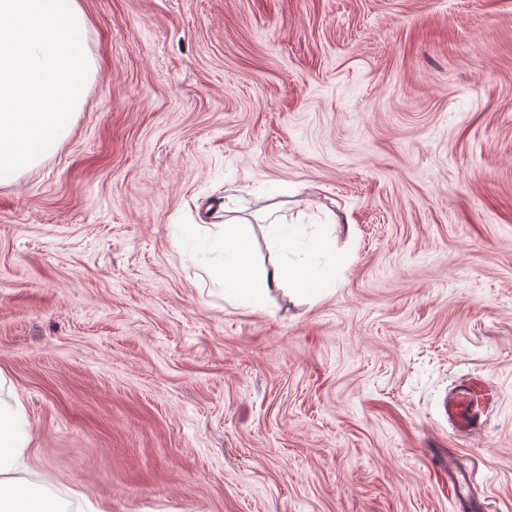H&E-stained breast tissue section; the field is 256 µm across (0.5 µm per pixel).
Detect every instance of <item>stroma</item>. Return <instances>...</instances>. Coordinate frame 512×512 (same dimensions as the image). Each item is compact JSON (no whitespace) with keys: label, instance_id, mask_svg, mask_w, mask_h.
I'll use <instances>...</instances> for the list:
<instances>
[{"label":"stroma","instance_id":"stroma-1","mask_svg":"<svg viewBox=\"0 0 512 512\" xmlns=\"http://www.w3.org/2000/svg\"><path fill=\"white\" fill-rule=\"evenodd\" d=\"M96 76L0 185L20 475L99 512H512V0H79ZM336 220L349 264L253 307L178 227ZM472 383L485 422L444 410ZM438 468L443 480L456 497L459 510L461 512H479L482 501L472 491L475 484L473 472L450 450Z\"/></svg>","mask_w":512,"mask_h":512}]
</instances>
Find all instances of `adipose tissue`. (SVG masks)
Segmentation results:
<instances>
[{"label": "adipose tissue", "mask_w": 512, "mask_h": 512, "mask_svg": "<svg viewBox=\"0 0 512 512\" xmlns=\"http://www.w3.org/2000/svg\"><path fill=\"white\" fill-rule=\"evenodd\" d=\"M273 254L256 267L249 236L226 220L222 241L193 233L184 240L191 251L207 257L210 276L224 283V295L240 302H258L263 289L288 284L301 295L318 298L333 287L345 260L325 231L302 233L297 225L274 219L269 226ZM30 441L29 424L19 398H0V512H98L87 496L74 490L60 495L48 486L22 481L19 460Z\"/></svg>", "instance_id": "adipose-tissue-1"}]
</instances>
